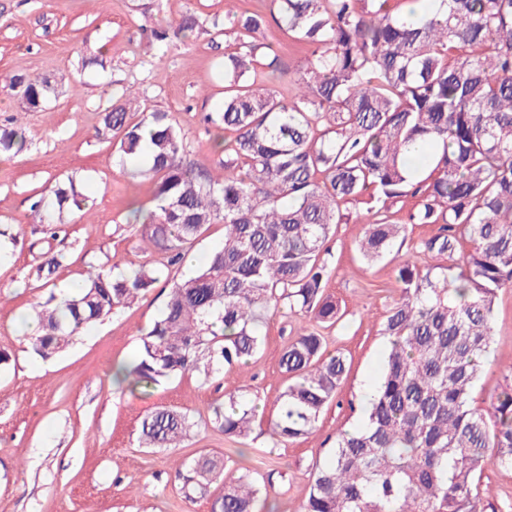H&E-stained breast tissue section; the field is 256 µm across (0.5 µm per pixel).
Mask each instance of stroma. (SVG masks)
Wrapping results in <instances>:
<instances>
[{"label":"stroma","instance_id":"35a3bbf8","mask_svg":"<svg viewBox=\"0 0 512 512\" xmlns=\"http://www.w3.org/2000/svg\"><path fill=\"white\" fill-rule=\"evenodd\" d=\"M224 12L225 0H0V130L18 116L27 136L21 153L0 156V349L10 355L0 365V512H211L221 483L189 500L175 479L177 462L202 453L233 471L273 473L268 503L298 512L337 434L365 421V390L378 381L386 350L380 329L399 297L395 262L424 265L421 244L439 231L410 223V198L389 211L392 222L405 225V240L372 265L357 251L366 206L343 207L347 220L336 225L325 257V293L342 317L320 333L329 352L346 354L349 371L313 432L288 447H274L263 420L247 440L227 439L214 414L226 394L242 389L274 406L286 383L280 354L304 325L288 310L268 319L262 352L249 366L207 380L177 376L147 394L114 382L115 367L133 361L142 331L161 315L173 282L192 272L190 264L166 268L143 299L82 331L59 355L44 359L31 347L35 306L64 283L83 281L94 267L125 273L163 261L127 224L130 203H148L152 184L124 174L111 142L95 133L122 90L137 93L131 121L156 109L172 113L190 162L219 171L223 157L202 117L224 98V50L234 43L233 33L219 31ZM189 14L196 25L188 40L155 39V31ZM16 74L48 78L56 92L42 107L26 108L11 82ZM69 180L87 196L88 211L66 213L60 247L67 259L43 286L36 270L48 243L31 205ZM494 312L491 353L473 392L480 409L512 369V287L498 291ZM155 406L192 417L179 447H139L141 418ZM479 494L485 512H512V467L489 466Z\"/></svg>","mask_w":512,"mask_h":512}]
</instances>
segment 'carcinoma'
<instances>
[{
    "label": "carcinoma",
    "instance_id": "obj_1",
    "mask_svg": "<svg viewBox=\"0 0 512 512\" xmlns=\"http://www.w3.org/2000/svg\"><path fill=\"white\" fill-rule=\"evenodd\" d=\"M269 11L225 12L235 34L224 53V99L206 120L231 134L217 143L223 174L187 162L188 145L172 114L128 119L122 93L102 116L122 168L153 183L142 239L167 263L210 224L224 240L205 265L173 283L161 316L141 335L139 354L113 378L144 392L198 372L245 366L261 351L271 312L334 324L320 261L340 205L367 197L358 248L368 262L390 255L405 231L389 203L416 199L409 220L438 224L424 252L446 265L396 266L401 293L381 328L388 341L365 423L336 437L332 459L315 468L300 512H476L473 494L489 465L512 467V377L489 413L472 406L488 359L494 302L512 287V0H268ZM275 25L306 50L291 99L258 82L281 70L257 35ZM23 83L37 108L55 88L43 77ZM25 130L0 132V153L20 151ZM428 169L427 175L419 170ZM58 210L83 212L74 186L53 190ZM467 241L469 249H461ZM65 254L48 249L37 276L53 274ZM162 268L127 276L100 270L79 292L35 310L32 347L44 359L73 337L148 291ZM288 385L269 422L276 446L309 435L348 372L346 356L327 351L305 327L283 349ZM254 392L224 399V435L245 440L264 415ZM193 427L189 415L154 407L141 419L139 445L176 448ZM188 499L224 484L212 512H260L261 483L226 471L207 454L176 469Z\"/></svg>",
    "mask_w": 512,
    "mask_h": 512
}]
</instances>
